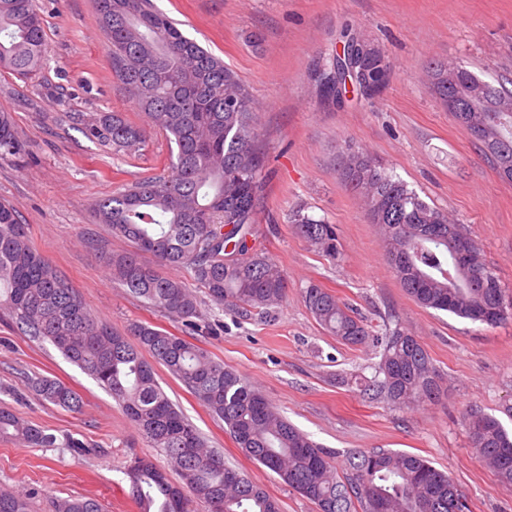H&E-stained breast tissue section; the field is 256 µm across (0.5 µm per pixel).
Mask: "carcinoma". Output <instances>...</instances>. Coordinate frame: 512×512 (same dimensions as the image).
I'll return each mask as SVG.
<instances>
[{"instance_id": "cac0c4a2", "label": "carcinoma", "mask_w": 512, "mask_h": 512, "mask_svg": "<svg viewBox=\"0 0 512 512\" xmlns=\"http://www.w3.org/2000/svg\"><path fill=\"white\" fill-rule=\"evenodd\" d=\"M99 26L112 59V73L143 112L147 123L166 133L171 145L168 173L138 180L94 209L99 224L130 242L108 261L112 279L146 307L180 319L196 330L205 313L183 281L159 272L183 266L217 306L262 309L282 305L288 276L273 260L248 248L265 188L267 154L259 147L257 113L238 75L176 23L152 0H95ZM49 62V47L37 0H0V72L33 78ZM454 90L472 92L484 80L457 66ZM430 85L448 105L447 64L428 65ZM482 126L481 145L512 147V112H471ZM104 151L130 154L146 142V130L120 112H101L85 127ZM23 151L12 113L0 111V159ZM345 185L367 206L381 234L385 257L400 288L424 308L448 312L487 326L505 291L484 286L499 280L476 242L458 261L448 251V233L468 236L448 214L422 199L363 151L341 157ZM231 226L229 231L224 227ZM295 233L328 258L339 254L336 227L298 211ZM149 254L154 264L142 262ZM306 307L330 335L351 345H372L380 354L378 376L367 390L409 408L433 400L438 381L419 340L400 328L382 331L356 309L317 284L303 291ZM0 322L32 341L49 342L94 379L124 409L150 447L165 456L183 484L149 459L128 466L140 512H281L279 501L225 463L169 398L156 379L164 366L220 420L249 459L276 474L318 512H469V503L450 473L426 458L391 449L354 451L346 472L331 453L285 418L237 370L212 358L183 336L134 322L112 329L91 313L77 289L30 241L10 204L0 201ZM37 399L75 412L79 393L63 382L34 376L27 381ZM474 458L489 465L497 480L512 486V435L493 416L464 418ZM30 448H69L82 453L96 444L63 439L30 424L0 401V437ZM29 498L0 488V512H31ZM54 512H103L98 499L56 500Z\"/></svg>"}]
</instances>
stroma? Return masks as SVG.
<instances>
[{
  "label": "stroma",
  "mask_w": 512,
  "mask_h": 512,
  "mask_svg": "<svg viewBox=\"0 0 512 512\" xmlns=\"http://www.w3.org/2000/svg\"><path fill=\"white\" fill-rule=\"evenodd\" d=\"M50 61L32 79L0 74V110L11 112L24 143L0 159V200L27 224L34 247L111 327L133 322L183 335L180 322L150 310L112 280L108 256L127 250L95 223L96 201L126 184L162 174L169 159L153 131L140 152L115 156L89 140L84 123L100 112L146 120L112 73L94 0H38ZM189 38L234 70L256 104L269 175L259 222L248 237L288 274V300L272 313L224 311L223 329L192 335L237 369L314 441L334 451L390 448L418 454L451 473L471 512H512V487L476 462L462 424L474 409L512 433V319L496 327L419 306L400 288L364 202L337 171L346 147L369 153L394 178L466 227L512 295V181L435 98L432 62L465 65L492 85L512 84V0H154ZM385 56L389 78L375 98L325 100L315 74L342 53L346 34ZM335 225L339 254L328 258L292 228L296 210ZM318 284L358 308L377 327L417 336L439 376L434 402L398 408L363 393L376 374L370 347L325 332L305 306ZM162 387L225 461L279 499L282 512H317L314 503L247 458L207 407L164 367ZM51 376L81 394L73 413L27 392V379ZM0 386L22 393L13 410L62 437L80 434L94 449L28 448L0 438V487L29 497L34 512L53 499L97 498L106 512H139L125 468L133 457L164 458L122 408L48 343L0 323Z\"/></svg>",
  "instance_id": "1"
}]
</instances>
